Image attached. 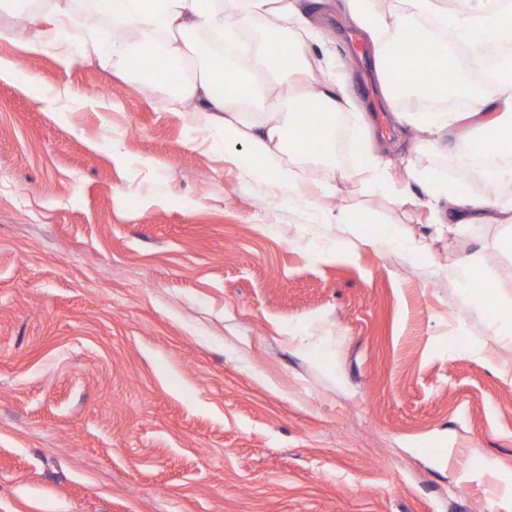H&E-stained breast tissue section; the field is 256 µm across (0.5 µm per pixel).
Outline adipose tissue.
Listing matches in <instances>:
<instances>
[{
  "mask_svg": "<svg viewBox=\"0 0 512 512\" xmlns=\"http://www.w3.org/2000/svg\"><path fill=\"white\" fill-rule=\"evenodd\" d=\"M30 18L37 27L31 47L51 52L78 32L77 52L105 69L133 70L135 77L161 84L170 98L192 101L205 122L218 133L215 147L236 142L247 148L255 173L277 175L289 189L298 184L288 160L317 155L325 182L353 179L356 168L336 166V119L348 112L352 98L336 78L315 81L308 57L322 35L314 29L298 0H27ZM351 20L373 43L379 79L395 106L396 124L413 134L416 150H445L465 159L483 151L497 153L504 133L512 132V0H464L449 10L445 0H396L398 31L415 26L431 47L418 55L391 46L384 35L388 22L374 0H346ZM128 25L132 40L115 41L112 28ZM261 35L250 45L247 68L235 64L196 60L190 35L203 32L234 42L253 28ZM276 52H268V45ZM466 50L474 68L488 70V84H472L464 73L444 79L448 48ZM165 58L173 67L194 62L190 77L172 82L162 70L136 69L133 58L142 48ZM426 74L425 82L413 83L414 74ZM277 90L288 104L287 112L272 111L263 96ZM444 101L464 97L467 112L412 111L399 107L408 96ZM426 197L437 232L462 233L471 224H500L510 228L501 245L512 252V205L492 191L483 195L449 193L433 173H413L412 181L393 195L404 203Z\"/></svg>",
  "mask_w": 512,
  "mask_h": 512,
  "instance_id": "obj_1",
  "label": "adipose tissue"
}]
</instances>
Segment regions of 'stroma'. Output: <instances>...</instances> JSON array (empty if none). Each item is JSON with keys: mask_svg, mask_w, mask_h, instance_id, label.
Instances as JSON below:
<instances>
[{"mask_svg": "<svg viewBox=\"0 0 512 512\" xmlns=\"http://www.w3.org/2000/svg\"><path fill=\"white\" fill-rule=\"evenodd\" d=\"M341 5L310 9L313 58L346 63L362 166ZM0 58V512H512V345L448 274L470 257L512 298L498 225L414 254L429 209L367 176L292 162L325 224L162 86ZM374 141L397 186L459 165Z\"/></svg>", "mask_w": 512, "mask_h": 512, "instance_id": "1", "label": "stroma"}]
</instances>
